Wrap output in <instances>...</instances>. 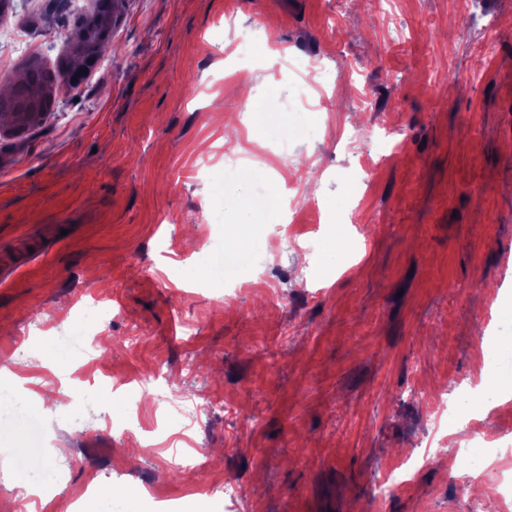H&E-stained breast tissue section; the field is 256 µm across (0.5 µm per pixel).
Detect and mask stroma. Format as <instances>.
<instances>
[{"instance_id":"stroma-1","label":"stroma","mask_w":512,"mask_h":512,"mask_svg":"<svg viewBox=\"0 0 512 512\" xmlns=\"http://www.w3.org/2000/svg\"><path fill=\"white\" fill-rule=\"evenodd\" d=\"M497 24L474 28L471 0H115L98 64L60 83L40 125L0 117V354L26 331L49 358L0 442L13 484L37 485L28 421L43 454L83 505L138 512L151 484L165 505L231 512L219 483H236L238 512H473L483 498L456 458L440 454L407 483H387L398 459L457 416L434 422L410 389L466 382L482 357L512 349V0H480ZM99 0H6L0 87L29 57L57 68ZM405 36L393 41L394 20ZM303 55L337 63L332 110L317 109L284 65ZM253 88L245 107L243 82ZM393 114L391 142L382 125ZM265 160L306 169L302 191L251 163L224 160V118ZM397 159L374 174L358 149ZM296 211L313 255L275 250L276 227L239 221L254 197ZM319 223H311L309 207ZM244 243L276 289L224 303V282L199 266ZM105 307L94 368L61 354L87 333L85 304ZM138 340L130 348L129 340ZM163 362L174 396L221 393L184 430L148 389L119 393L106 373ZM138 419L141 444L123 462L118 430ZM205 450L200 477L173 454Z\"/></svg>"}]
</instances>
